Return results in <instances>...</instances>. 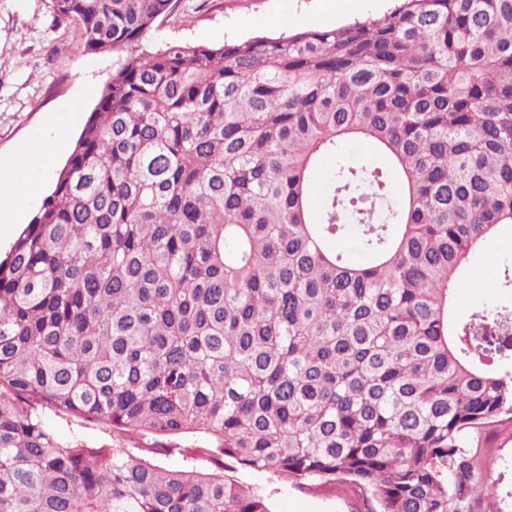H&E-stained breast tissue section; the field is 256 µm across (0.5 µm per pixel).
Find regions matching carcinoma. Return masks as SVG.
I'll return each mask as SVG.
<instances>
[{
    "label": "carcinoma",
    "instance_id": "carcinoma-1",
    "mask_svg": "<svg viewBox=\"0 0 512 512\" xmlns=\"http://www.w3.org/2000/svg\"><path fill=\"white\" fill-rule=\"evenodd\" d=\"M177 2L51 9L119 53ZM349 224L354 254L329 249ZM505 225L512 0L118 63L0 259V512H271L226 459L362 512H472L469 448L512 424V309L452 308Z\"/></svg>",
    "mask_w": 512,
    "mask_h": 512
}]
</instances>
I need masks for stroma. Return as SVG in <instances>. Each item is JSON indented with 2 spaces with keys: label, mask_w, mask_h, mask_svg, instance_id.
I'll use <instances>...</instances> for the list:
<instances>
[{
  "label": "stroma",
  "mask_w": 512,
  "mask_h": 512,
  "mask_svg": "<svg viewBox=\"0 0 512 512\" xmlns=\"http://www.w3.org/2000/svg\"><path fill=\"white\" fill-rule=\"evenodd\" d=\"M179 0L159 29L128 49L131 57L151 51L160 41L193 45L276 36L294 30L333 28L391 9L394 0ZM270 16L274 26L251 25ZM118 55L86 52L71 21L57 20L50 0H0V170L25 160L34 141L50 131V119L70 125L79 136L101 90L118 63ZM512 265V227L504 228L469 260L470 285L460 290L456 315L467 318L489 302L512 305V292L499 285L500 270ZM471 454L486 483L475 512H512V425L502 424ZM224 475L269 496L271 512H351L352 505L283 485L267 475L226 462Z\"/></svg>",
  "instance_id": "1"
}]
</instances>
